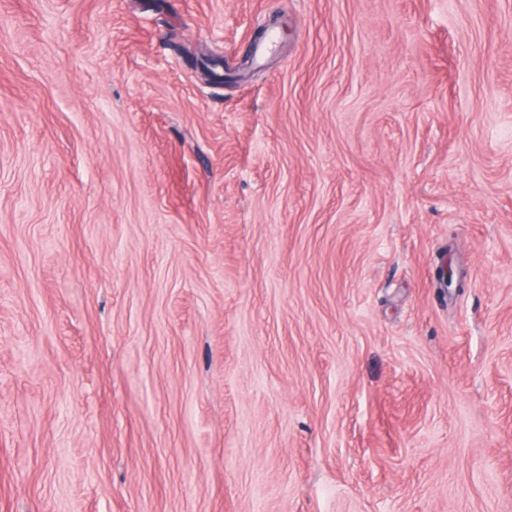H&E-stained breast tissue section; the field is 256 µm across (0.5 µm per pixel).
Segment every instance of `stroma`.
Listing matches in <instances>:
<instances>
[{"label":"stroma","instance_id":"obj_1","mask_svg":"<svg viewBox=\"0 0 512 512\" xmlns=\"http://www.w3.org/2000/svg\"><path fill=\"white\" fill-rule=\"evenodd\" d=\"M0 512H512V0H0Z\"/></svg>","mask_w":512,"mask_h":512}]
</instances>
